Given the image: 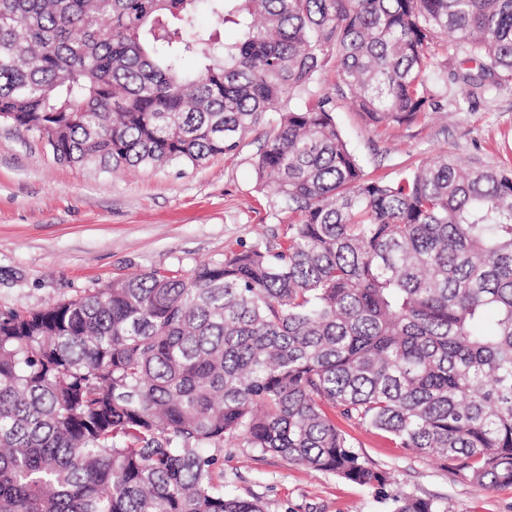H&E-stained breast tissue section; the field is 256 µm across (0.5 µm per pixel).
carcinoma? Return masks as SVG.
I'll return each mask as SVG.
<instances>
[{
  "instance_id": "carcinoma-1",
  "label": "carcinoma",
  "mask_w": 512,
  "mask_h": 512,
  "mask_svg": "<svg viewBox=\"0 0 512 512\" xmlns=\"http://www.w3.org/2000/svg\"><path fill=\"white\" fill-rule=\"evenodd\" d=\"M198 2L0 0L1 122L96 172L197 167L266 127L258 184L289 214L276 247L188 277L0 310V512H265L214 480L240 443L387 485L338 417L512 486V169L441 151L370 179L335 118L511 87L512 0H206L210 26Z\"/></svg>"
}]
</instances>
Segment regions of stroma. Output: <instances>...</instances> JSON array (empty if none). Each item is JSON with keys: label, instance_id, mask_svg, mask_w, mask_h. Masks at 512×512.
Returning <instances> with one entry per match:
<instances>
[{"label": "stroma", "instance_id": "obj_1", "mask_svg": "<svg viewBox=\"0 0 512 512\" xmlns=\"http://www.w3.org/2000/svg\"><path fill=\"white\" fill-rule=\"evenodd\" d=\"M336 122L370 177L396 179L448 151L465 164L512 166V87L448 100L407 125L374 128L344 103ZM263 131L237 154L197 168L99 173L58 162L36 137L0 125V308L39 309L113 278L151 270L189 275L226 253L275 246L286 229L257 185ZM355 446L391 475L361 487L249 448H228L214 478L267 512H389L394 496L447 499L453 512H512V487L479 488L452 465L349 427Z\"/></svg>", "mask_w": 512, "mask_h": 512}]
</instances>
